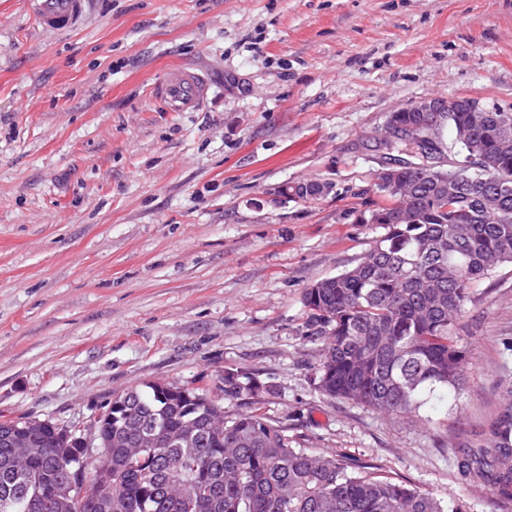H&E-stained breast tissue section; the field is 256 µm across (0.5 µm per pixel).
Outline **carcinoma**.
Instances as JSON below:
<instances>
[{"label": "carcinoma", "mask_w": 512, "mask_h": 512, "mask_svg": "<svg viewBox=\"0 0 512 512\" xmlns=\"http://www.w3.org/2000/svg\"><path fill=\"white\" fill-rule=\"evenodd\" d=\"M387 123L417 127L428 139L382 143L393 174H378L383 202L365 223L385 233L357 265L306 288L303 301L324 337L319 391L398 416L418 413L436 390L463 391L469 358L458 316L473 288L512 264V134L502 113L474 112L467 100L433 119L392 112ZM445 129L448 155L456 156L451 170L435 165ZM259 389L237 371L224 375L227 397ZM503 392V410L454 465L463 479L512 500V384ZM119 399L124 410L100 421L112 447L97 457L44 419L26 431L43 454L23 461L0 422V512H53L32 507L39 483L67 491L80 457L88 494L73 512H463L332 456L292 448L256 409L228 418L219 400L194 409L179 393L157 398L151 382ZM189 418L196 430L180 442ZM149 433L160 447L138 446Z\"/></svg>", "instance_id": "obj_1"}]
</instances>
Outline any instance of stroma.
Masks as SVG:
<instances>
[{
	"mask_svg": "<svg viewBox=\"0 0 512 512\" xmlns=\"http://www.w3.org/2000/svg\"><path fill=\"white\" fill-rule=\"evenodd\" d=\"M177 67L208 81L194 111L155 96ZM459 95L512 110V0H92L54 35L0 0V421L79 426L168 381L228 417L255 405L292 447L512 512L453 465L512 376L511 265L459 320L465 391L416 416L319 392L303 304L383 233L358 217L389 114ZM298 180L334 189L281 196ZM229 369L262 392L225 398Z\"/></svg>",
	"mask_w": 512,
	"mask_h": 512,
	"instance_id": "35a3bbf8",
	"label": "stroma"
}]
</instances>
